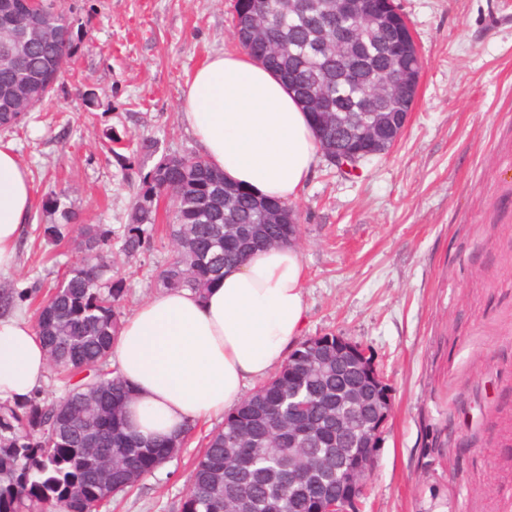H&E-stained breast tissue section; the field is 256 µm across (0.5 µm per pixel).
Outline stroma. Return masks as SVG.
Returning a JSON list of instances; mask_svg holds the SVG:
<instances>
[{
    "mask_svg": "<svg viewBox=\"0 0 512 512\" xmlns=\"http://www.w3.org/2000/svg\"><path fill=\"white\" fill-rule=\"evenodd\" d=\"M423 69L399 143L351 178L318 162L294 201L306 270L304 336L367 347L393 412L362 512H512V0H396ZM74 52L65 81L18 130L0 131L28 167L36 203L14 270L34 317L76 240L48 241L41 204L66 192L82 223L122 231L142 176L163 153L201 155L181 120L187 77L236 48L232 0H63ZM156 141L146 155L141 145ZM128 157L121 168L116 154ZM124 315L160 292L173 258L160 219L149 252L113 243ZM108 512H178L203 437ZM441 431L444 461L422 448ZM466 439L467 450L457 448Z\"/></svg>",
    "mask_w": 512,
    "mask_h": 512,
    "instance_id": "35a3bbf8",
    "label": "stroma"
}]
</instances>
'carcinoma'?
I'll list each match as a JSON object with an SVG mask.
<instances>
[{"mask_svg":"<svg viewBox=\"0 0 512 512\" xmlns=\"http://www.w3.org/2000/svg\"><path fill=\"white\" fill-rule=\"evenodd\" d=\"M326 0H313L298 13L288 0H234L231 15L258 12L267 44L250 47L248 55L274 71L297 99L309 92L328 96L334 112L352 113V129L336 133L331 126L317 133L329 169L343 175L335 153L361 152L370 157L353 128L360 125L362 96L371 89L391 58L406 43L405 25L366 26L344 17L342 26L362 28L371 50L340 43L336 51L315 56L311 48L332 40ZM22 38L18 65L0 61V129L10 131L24 118L8 98L25 80L31 107L43 105L55 90L72 56V31L57 0H0V48ZM171 201L172 248L175 259L156 274L168 290L197 293L224 278L254 249L286 246L296 240V225L268 224L262 209L246 191L236 192L233 210L224 211V174L201 158L185 155L172 166L162 156L143 176L122 250L136 253L150 244L148 229L157 222L158 201ZM43 212L51 223L43 235L65 238L78 223L75 209L50 196ZM81 263L59 275L36 326L50 358V368L67 374L66 394L55 401L35 396L23 405L0 406V512H99L110 502L101 497L102 483L111 495L133 489L145 477L141 463L176 457L186 436L144 440L125 415L131 398L127 385L111 369L112 347L123 325V282L108 276L112 230L101 225L77 229ZM336 352V335L311 336L299 342L289 360L258 389L224 416L205 437L190 476V489L180 512H310L313 495L336 492V475L318 472L302 491L288 489V459L336 453V412L351 424L348 443L360 445L356 423L361 414L345 401L344 385L359 379L354 371L336 375L319 351ZM308 402L302 422L288 435V408Z\"/></svg>","mask_w":512,"mask_h":512,"instance_id":"cac0c4a2","label":"carcinoma"}]
</instances>
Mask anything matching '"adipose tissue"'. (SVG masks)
Returning a JSON list of instances; mask_svg holds the SVG:
<instances>
[{"instance_id": "obj_1", "label": "adipose tissue", "mask_w": 512, "mask_h": 512, "mask_svg": "<svg viewBox=\"0 0 512 512\" xmlns=\"http://www.w3.org/2000/svg\"><path fill=\"white\" fill-rule=\"evenodd\" d=\"M181 114L206 161L253 195L298 199L317 165L318 141L301 103L244 52L208 57L185 83ZM33 206L28 169L13 144L0 142V272L15 267ZM304 283L298 250L268 247L203 294L166 291L143 303L113 347L131 391L133 430L145 439L168 437L235 408L300 338L308 316ZM48 370L34 325L0 318V404L25 402Z\"/></svg>"}]
</instances>
